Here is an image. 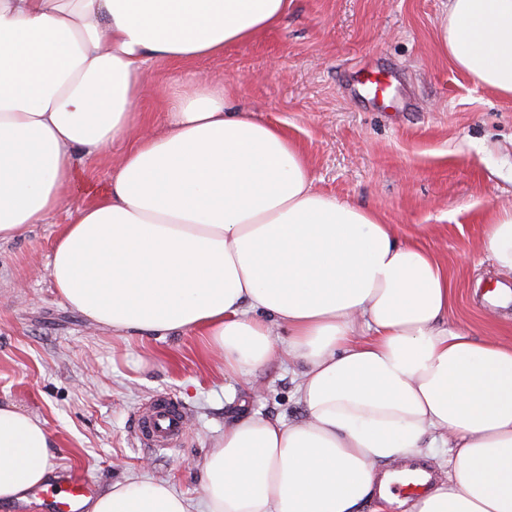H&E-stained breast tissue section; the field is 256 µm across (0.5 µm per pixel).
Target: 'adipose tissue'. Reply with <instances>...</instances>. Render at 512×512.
<instances>
[{
  "label": "adipose tissue",
  "mask_w": 512,
  "mask_h": 512,
  "mask_svg": "<svg viewBox=\"0 0 512 512\" xmlns=\"http://www.w3.org/2000/svg\"><path fill=\"white\" fill-rule=\"evenodd\" d=\"M288 0H0V242L48 223L78 186L76 153L134 144L57 237L60 297L113 333L187 329L243 377L297 366L304 417L244 413L206 456L200 500L126 478L86 512H361L377 466L451 452L448 480L407 512H512V344L449 315L452 287L416 235L315 190L278 126L223 82L174 97L161 132L133 105L149 60L217 56L274 28ZM440 43L512 98V0H448ZM512 276V208L480 239ZM44 423L0 400V503L45 486Z\"/></svg>",
  "instance_id": "adipose-tissue-1"
}]
</instances>
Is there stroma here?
I'll use <instances>...</instances> for the list:
<instances>
[{
	"mask_svg": "<svg viewBox=\"0 0 512 512\" xmlns=\"http://www.w3.org/2000/svg\"><path fill=\"white\" fill-rule=\"evenodd\" d=\"M447 0H290L276 28L185 64L149 62L138 111L161 129L170 98L220 80L236 108L275 123L303 151L316 190L365 207L422 241L448 270L451 314L479 334L512 341V311L485 299L499 278L477 242L492 210L512 206V99L475 85L439 45ZM384 82L382 99L362 80ZM128 146L83 158V182L48 224L0 245V399L37 416L55 443L50 488L28 512H52L65 479L97 491L134 477L201 496L206 455L238 402L265 416L302 418L285 360L229 379L207 337L118 336L90 324L52 286L49 261L70 212L89 205ZM168 396L187 412L181 440L147 448L139 419ZM236 405H229L228 397Z\"/></svg>",
	"mask_w": 512,
	"mask_h": 512,
	"instance_id": "obj_1",
	"label": "stroma"
}]
</instances>
